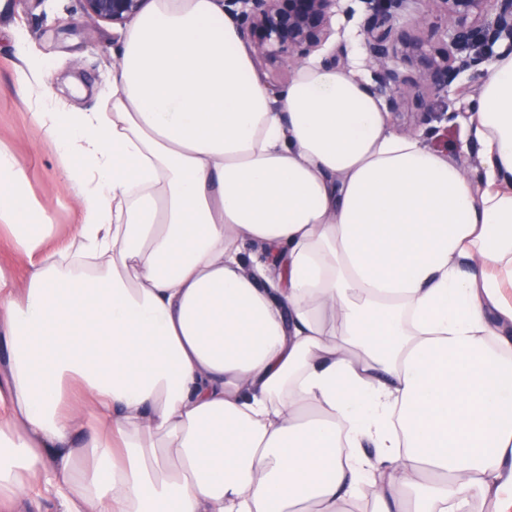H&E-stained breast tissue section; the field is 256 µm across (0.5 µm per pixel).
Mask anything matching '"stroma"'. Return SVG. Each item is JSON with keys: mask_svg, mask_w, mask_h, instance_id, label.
<instances>
[{"mask_svg": "<svg viewBox=\"0 0 512 512\" xmlns=\"http://www.w3.org/2000/svg\"><path fill=\"white\" fill-rule=\"evenodd\" d=\"M22 29L33 53L53 64L48 86L67 108L99 112L106 105L109 73L118 62L123 29L89 18L81 0H0V149L25 161L33 197L50 210L53 219L50 247L64 246L73 225L83 214L70 182L61 173L54 144L29 118L30 109L16 83L22 61L10 40ZM471 96L448 95L432 100L433 111H452L443 148L449 161L479 174V146L467 124Z\"/></svg>", "mask_w": 512, "mask_h": 512, "instance_id": "obj_1", "label": "stroma"}]
</instances>
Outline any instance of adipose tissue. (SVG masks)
<instances>
[{"instance_id": "ef3b65f1", "label": "adipose tissue", "mask_w": 512, "mask_h": 512, "mask_svg": "<svg viewBox=\"0 0 512 512\" xmlns=\"http://www.w3.org/2000/svg\"><path fill=\"white\" fill-rule=\"evenodd\" d=\"M16 82L84 214L0 149V502L15 512H503L512 488V54L469 127L481 185L358 66L270 96L217 0H151L108 112ZM0 264L12 267L18 278L24 277L27 261L12 250L8 233L4 228H0Z\"/></svg>"}]
</instances>
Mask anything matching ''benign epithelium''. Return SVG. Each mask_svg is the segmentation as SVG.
Returning <instances> with one entry per match:
<instances>
[{
    "label": "benign epithelium",
    "instance_id": "1",
    "mask_svg": "<svg viewBox=\"0 0 512 512\" xmlns=\"http://www.w3.org/2000/svg\"><path fill=\"white\" fill-rule=\"evenodd\" d=\"M86 14L126 28L146 0H81ZM224 11L241 35L260 33L250 46L256 65L278 60L291 68L305 63L332 33L340 0H221ZM366 14L362 34L374 77L372 90L389 111H398L410 98L426 106V98L454 91L459 96L472 86L457 83L461 73L482 72L497 52L512 53V0H358ZM434 3L446 18V35L453 52L428 61L409 73L401 65L420 49L416 31L425 23L421 5ZM411 17L412 27L397 29Z\"/></svg>",
    "mask_w": 512,
    "mask_h": 512
}]
</instances>
